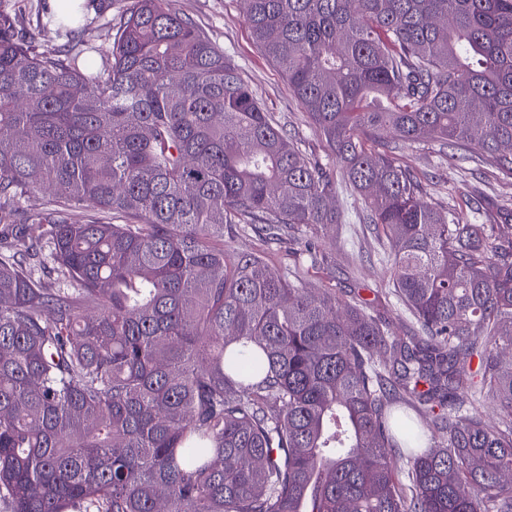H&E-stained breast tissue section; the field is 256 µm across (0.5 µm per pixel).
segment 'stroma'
Returning a JSON list of instances; mask_svg holds the SVG:
<instances>
[{"instance_id":"35a3bbf8","label":"stroma","mask_w":512,"mask_h":512,"mask_svg":"<svg viewBox=\"0 0 512 512\" xmlns=\"http://www.w3.org/2000/svg\"><path fill=\"white\" fill-rule=\"evenodd\" d=\"M169 3L173 10L203 29L213 44L235 62L266 111L288 134L296 136L308 157L335 180V202L349 214L348 222L338 231L344 245L332 252L328 269L311 275L310 284L316 286L326 280L344 299L376 300V308L388 318L392 332L400 336L406 334L410 321L390 293L389 274L371 226L359 220L361 204L345 183L330 148L309 123L286 80L253 41L244 20L245 0H169ZM121 7L120 0H95L81 22V39L73 42L68 41L49 14L47 0H19L13 14L17 28L37 31L35 50L61 48L67 44L78 50L88 44L108 46ZM396 157L436 201L463 213L467 210L468 198L478 195L482 198L480 221L503 223L500 207L512 203V183L499 181L491 171L472 162L447 159L435 146L403 148Z\"/></svg>"}]
</instances>
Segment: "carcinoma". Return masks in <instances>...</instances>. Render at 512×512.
Masks as SVG:
<instances>
[{"label":"carcinoma","instance_id":"carcinoma-1","mask_svg":"<svg viewBox=\"0 0 512 512\" xmlns=\"http://www.w3.org/2000/svg\"><path fill=\"white\" fill-rule=\"evenodd\" d=\"M245 21L412 329L309 287V237L346 223L335 183L166 0H132L101 70L0 9V503L512 512V239L393 157L434 144L512 182V0H246ZM227 224L292 264L224 251Z\"/></svg>","mask_w":512,"mask_h":512}]
</instances>
